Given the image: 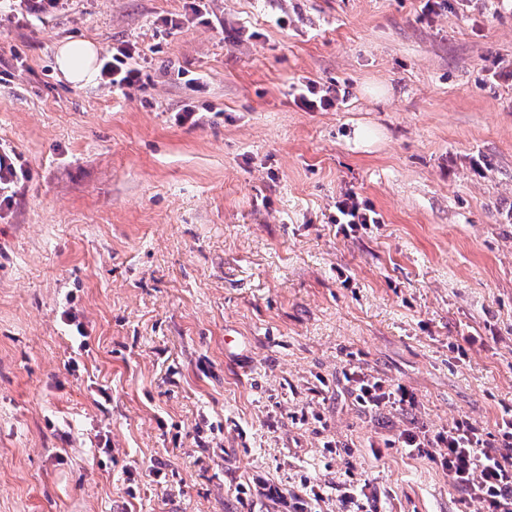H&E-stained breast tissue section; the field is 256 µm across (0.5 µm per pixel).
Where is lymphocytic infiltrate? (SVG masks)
<instances>
[{"instance_id":"f902f5d3","label":"lymphocytic infiltrate","mask_w":512,"mask_h":512,"mask_svg":"<svg viewBox=\"0 0 512 512\" xmlns=\"http://www.w3.org/2000/svg\"><path fill=\"white\" fill-rule=\"evenodd\" d=\"M139 56L135 45L112 47L102 57L101 83L120 92L142 87ZM353 381L356 401L364 409L417 404L413 393L386 385L382 379L357 375ZM398 445L428 455L447 473L451 485L464 490L467 497L484 503L486 512H512V409L504 411L498 425V438L493 442L468 418L462 417L449 429L433 434L405 431Z\"/></svg>"}]
</instances>
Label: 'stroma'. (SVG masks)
I'll return each instance as SVG.
<instances>
[{
  "instance_id": "obj_1",
  "label": "stroma",
  "mask_w": 512,
  "mask_h": 512,
  "mask_svg": "<svg viewBox=\"0 0 512 512\" xmlns=\"http://www.w3.org/2000/svg\"><path fill=\"white\" fill-rule=\"evenodd\" d=\"M205 3L0 16V512H484L396 442L512 408V0ZM71 39L144 87L67 82ZM140 53L134 44H120L112 46L106 55H103V64L99 71V80L112 87L113 91H120L123 95L127 89L142 88V67L138 62ZM299 97L301 103L309 110H328L336 105V96L331 95V90L320 89L312 82L301 84ZM331 221L333 224H341L339 230L342 232H348V228L354 231L358 224L382 223L381 216L374 207L367 201L359 200L353 193L344 194L337 200L336 216L332 217ZM352 381L355 383V398L357 403L367 410H376L385 405L415 407L416 397L407 389L398 386L393 388L385 381L376 377H365L355 373Z\"/></svg>"
}]
</instances>
